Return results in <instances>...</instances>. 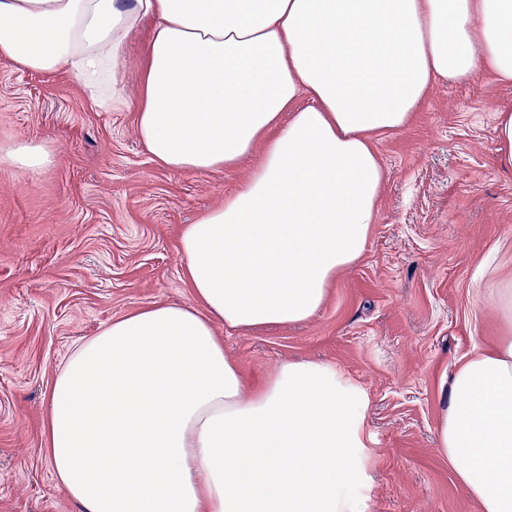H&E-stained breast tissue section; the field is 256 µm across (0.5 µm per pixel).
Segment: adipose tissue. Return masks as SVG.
Here are the masks:
<instances>
[{
	"label": "adipose tissue",
	"instance_id": "adipose-tissue-1",
	"mask_svg": "<svg viewBox=\"0 0 512 512\" xmlns=\"http://www.w3.org/2000/svg\"><path fill=\"white\" fill-rule=\"evenodd\" d=\"M148 18L132 105L123 54ZM0 57L67 73L102 110L134 108L166 169L262 154L181 234L195 305L114 319L59 369L45 452L80 512H367L363 388L302 361L245 389L217 329L321 309L374 222L373 134L481 62L512 80V0H0ZM437 439L480 512H512V336L455 369Z\"/></svg>",
	"mask_w": 512,
	"mask_h": 512
}]
</instances>
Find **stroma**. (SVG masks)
<instances>
[{
	"label": "stroma",
	"mask_w": 512,
	"mask_h": 512,
	"mask_svg": "<svg viewBox=\"0 0 512 512\" xmlns=\"http://www.w3.org/2000/svg\"><path fill=\"white\" fill-rule=\"evenodd\" d=\"M512 82L486 67L436 82L404 128L377 136L386 173L365 251L310 320L224 335L247 385L289 360L336 366L366 390L369 512H479L437 449L443 385L512 324L485 304L512 281V167L497 109ZM134 110L106 112L64 75L0 59V145L41 144L37 174L0 161V512H78L44 452L54 377L82 339L139 307L194 304L185 225L254 166L211 174L155 164ZM494 132L501 161L512 166V107L496 112Z\"/></svg>",
	"instance_id": "1"
}]
</instances>
